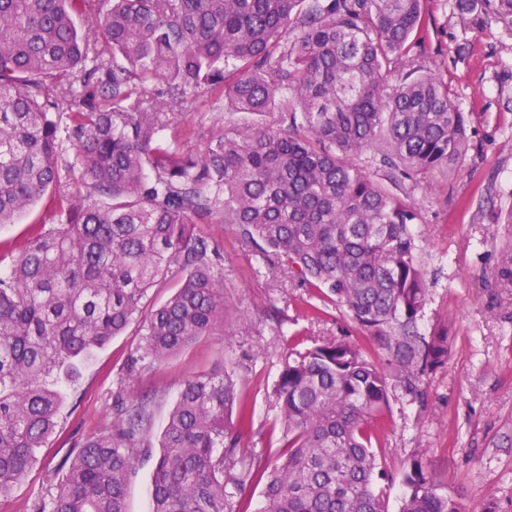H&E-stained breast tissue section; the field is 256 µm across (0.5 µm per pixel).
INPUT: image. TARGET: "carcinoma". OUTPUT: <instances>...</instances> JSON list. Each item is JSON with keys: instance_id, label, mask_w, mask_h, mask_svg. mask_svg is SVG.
<instances>
[{"instance_id": "carcinoma-1", "label": "carcinoma", "mask_w": 512, "mask_h": 512, "mask_svg": "<svg viewBox=\"0 0 512 512\" xmlns=\"http://www.w3.org/2000/svg\"><path fill=\"white\" fill-rule=\"evenodd\" d=\"M428 2L0 0V224L46 197L57 217L0 274V498L55 432L62 384L134 320L157 364L213 330L224 256L197 225L233 224L344 307L369 348L336 339L290 353L272 464L239 447L252 417L230 375L186 378L148 512H242L232 489L246 481L264 482L260 512H389L374 474L390 400L423 398L421 378L448 357V329H420L421 213L390 186L452 174L469 148L467 114L414 51ZM456 9L512 29V0ZM205 92L245 118L198 154L178 129ZM367 150L389 183L361 162ZM150 425L143 403L118 405L117 425L78 450L39 509L127 512ZM397 477L398 512H463L423 457Z\"/></svg>"}]
</instances>
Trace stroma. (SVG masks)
I'll use <instances>...</instances> for the list:
<instances>
[{"label": "stroma", "instance_id": "stroma-1", "mask_svg": "<svg viewBox=\"0 0 512 512\" xmlns=\"http://www.w3.org/2000/svg\"><path fill=\"white\" fill-rule=\"evenodd\" d=\"M430 21L419 43L427 60L470 114L472 147L458 173L405 183L401 196L422 221L413 232L423 247L430 302L422 331L447 325L448 358L425 375L424 401L398 394L391 424L378 450L379 470L394 473L423 457L428 470L466 512L493 504L512 512V224L497 223L512 207V31L493 16L482 28L458 15L455 0H430ZM238 122L219 95L200 97L185 113L184 148L204 152L213 130ZM224 255L227 308L210 335L164 364L140 357V322L114 337L68 387L58 428L0 512H32L66 474L64 461L88 439L115 425L117 402L146 400L150 438L159 441L165 418L184 379L195 372L227 371L253 412L244 446L275 460L267 429L273 421L274 386L296 346L334 338L360 342L359 328L338 305H324L286 271L264 266L231 224H201Z\"/></svg>", "mask_w": 512, "mask_h": 512}]
</instances>
